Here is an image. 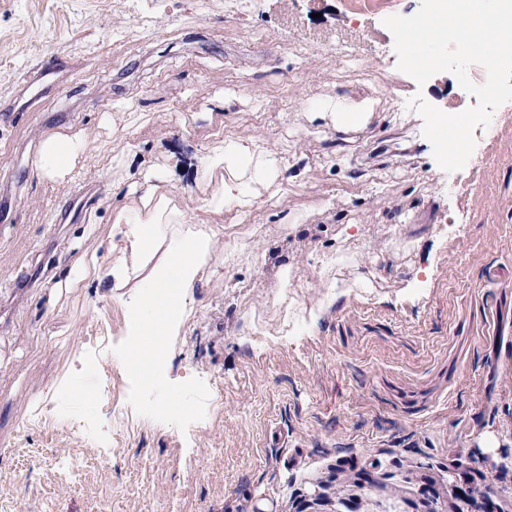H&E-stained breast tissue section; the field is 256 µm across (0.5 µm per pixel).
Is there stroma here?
Listing matches in <instances>:
<instances>
[{
	"mask_svg": "<svg viewBox=\"0 0 512 512\" xmlns=\"http://www.w3.org/2000/svg\"><path fill=\"white\" fill-rule=\"evenodd\" d=\"M420 6L0 0V101L48 54L73 66L0 124V512H512L496 471L512 448V101L472 165L439 167L409 100L474 98L453 73L398 69L383 20ZM309 99L369 124L338 131ZM61 130L83 135L84 165L51 183L31 163ZM245 136L275 152L272 185L211 212L200 160ZM152 172L224 249L144 380L116 365L127 312L109 288L53 283L84 253L118 257L112 190ZM339 252L362 281L349 295L329 287Z\"/></svg>",
	"mask_w": 512,
	"mask_h": 512,
	"instance_id": "obj_1",
	"label": "stroma"
}]
</instances>
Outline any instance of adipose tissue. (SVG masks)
<instances>
[{"mask_svg": "<svg viewBox=\"0 0 512 512\" xmlns=\"http://www.w3.org/2000/svg\"><path fill=\"white\" fill-rule=\"evenodd\" d=\"M79 150V136L62 131L47 135L35 170L44 180H62L75 170ZM268 155L264 140L254 136L211 149L201 160L205 175L216 183L209 206L219 211L245 205L251 185L267 186ZM113 224L127 228L125 256L107 265L90 255L76 274L112 281L117 301L130 315L128 333L140 339L133 351L145 359L155 342L182 334L185 296L221 243L160 182L140 195L138 206L114 205Z\"/></svg>", "mask_w": 512, "mask_h": 512, "instance_id": "1", "label": "adipose tissue"}]
</instances>
